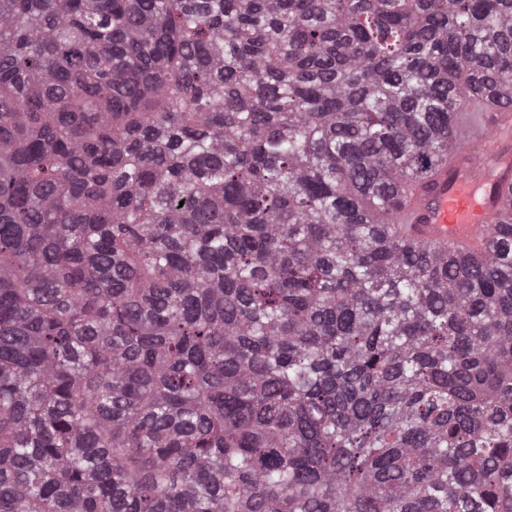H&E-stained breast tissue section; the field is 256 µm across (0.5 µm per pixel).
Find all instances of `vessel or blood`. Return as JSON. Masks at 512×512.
<instances>
[{
  "mask_svg": "<svg viewBox=\"0 0 512 512\" xmlns=\"http://www.w3.org/2000/svg\"><path fill=\"white\" fill-rule=\"evenodd\" d=\"M461 151L455 179L440 177L414 197L401 217L418 227L424 240L454 242L472 248L482 243L498 218L493 191L508 195L499 172L512 167V122L478 98L461 109Z\"/></svg>",
  "mask_w": 512,
  "mask_h": 512,
  "instance_id": "1",
  "label": "vessel or blood"
}]
</instances>
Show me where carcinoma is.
<instances>
[{"instance_id": "carcinoma-1", "label": "carcinoma", "mask_w": 512, "mask_h": 512, "mask_svg": "<svg viewBox=\"0 0 512 512\" xmlns=\"http://www.w3.org/2000/svg\"><path fill=\"white\" fill-rule=\"evenodd\" d=\"M512 0H0V512H512ZM459 112L462 137L458 173L448 185V175L437 179L414 197L399 217L418 226L422 240L452 241L473 248L483 242L490 224L499 218L492 200L495 185L500 196L509 193L510 178L495 173L512 164V122L482 99H470ZM483 188L480 199L478 191Z\"/></svg>"}]
</instances>
